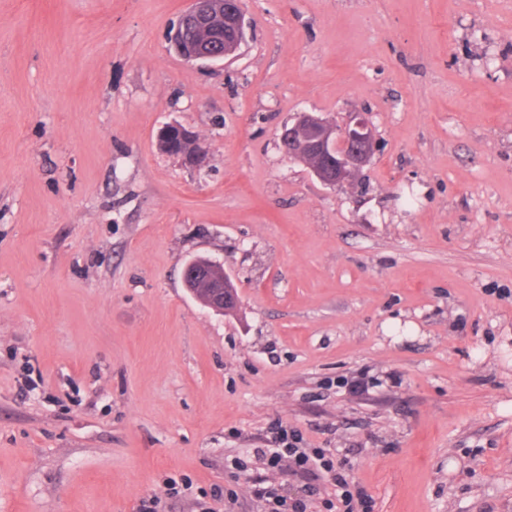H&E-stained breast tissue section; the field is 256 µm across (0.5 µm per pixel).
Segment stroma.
Here are the masks:
<instances>
[{
  "label": "stroma",
  "mask_w": 512,
  "mask_h": 512,
  "mask_svg": "<svg viewBox=\"0 0 512 512\" xmlns=\"http://www.w3.org/2000/svg\"><path fill=\"white\" fill-rule=\"evenodd\" d=\"M242 3L208 63L188 0H0V512H262L229 461L277 424L373 512H512V0ZM298 112L370 163L322 184ZM214 16L223 17L224 21ZM208 25L197 29L193 36L201 41L209 37L211 29L224 25L210 33V42L222 45L213 48L211 43H193L187 40L188 25ZM246 39V26L240 0H190V6L179 16L169 33V40L177 54L185 61H219L234 56ZM305 134L303 137L298 134ZM281 145L290 160L301 161L315 155L317 164L308 166L313 175L326 185H343L353 172L366 166L375 149L370 123L364 112L350 114L337 126L326 118L298 112L293 123L281 134ZM174 129H179L183 131L185 135L189 136L187 142L190 146L188 152L171 153L170 156H175L181 159L184 165L194 169H201L204 167L208 150L203 140L196 134V132L191 129L184 128L179 123H170L159 131L158 139L163 140L164 136ZM195 280H202L206 287L202 289V299L197 298L195 287L190 288ZM184 281L192 296H196L197 300L214 314L224 315L236 308L239 303L235 288L229 277L224 274V266L219 262L199 258L193 260L185 267Z\"/></svg>",
  "instance_id": "1"
}]
</instances>
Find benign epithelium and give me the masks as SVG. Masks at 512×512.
I'll return each mask as SVG.
<instances>
[{"label": "benign epithelium", "instance_id": "obj_1", "mask_svg": "<svg viewBox=\"0 0 512 512\" xmlns=\"http://www.w3.org/2000/svg\"><path fill=\"white\" fill-rule=\"evenodd\" d=\"M215 16L224 18V27L210 33V42L193 43L186 38L188 25H208ZM246 39V26L240 0H190V6L179 16L169 33V40L177 54L184 60L219 61L240 49ZM174 129L188 136L189 150L175 154L184 165L200 169L205 166L208 150L196 132L178 123L164 126L158 139ZM281 145L290 160H302L314 155L317 164L310 166L313 175L326 185H342L350 180L353 172L366 166L375 149L370 123L364 112H353L349 120L338 126L326 118L309 112L296 114L293 123L284 128ZM204 282L200 303L212 313L222 315L237 307L238 295L224 266L210 259L193 260L186 265L184 281L192 296L193 281Z\"/></svg>", "mask_w": 512, "mask_h": 512}]
</instances>
